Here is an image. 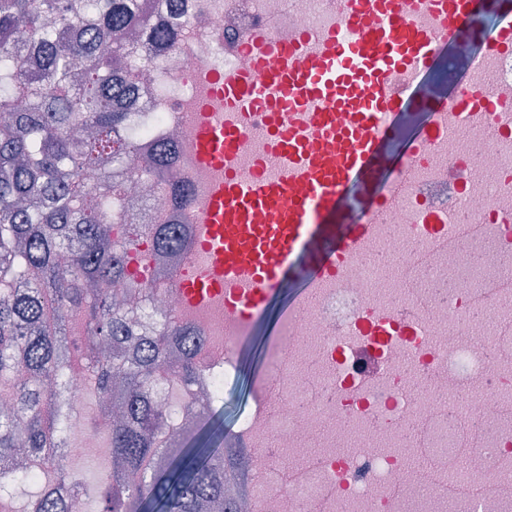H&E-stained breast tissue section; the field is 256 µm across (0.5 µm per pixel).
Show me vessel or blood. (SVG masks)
Wrapping results in <instances>:
<instances>
[{
    "label": "vessel or blood",
    "mask_w": 512,
    "mask_h": 512,
    "mask_svg": "<svg viewBox=\"0 0 512 512\" xmlns=\"http://www.w3.org/2000/svg\"><path fill=\"white\" fill-rule=\"evenodd\" d=\"M327 2L336 8L335 28L302 27L285 42L254 33L242 67L214 79L225 113L217 119L200 112L190 157L224 177L210 193L191 248L194 272L179 291L190 304L223 296L224 354L233 358L240 334L289 281L303 285L290 308L300 317L330 289L369 274L378 288L365 289L356 315L323 354L342 399L337 420L374 425L413 405L417 388L442 389L445 349L435 327L454 323L464 308L456 298L421 310L391 298L382 283L392 265L369 272L366 261L381 241L396 238L419 259L466 266L472 234L491 243L484 265L512 261V192H480L477 171L491 165L492 154L470 156L456 147L464 130L484 141L512 140V83L454 96L427 93L421 104L429 122L401 161L390 164L380 147L433 58L447 43L471 39L484 16H502L485 51L488 64L512 56V13L501 0ZM254 114L263 118L267 150L243 171L237 159ZM426 160L435 173L422 179L416 170ZM352 192L354 214L338 223ZM446 193L466 197L486 223H449L439 204ZM410 197L426 204L420 223L392 224ZM358 463L356 453L336 454V512H349L346 483ZM507 464L485 461L480 481L463 489L447 483V500L460 495L480 512H512V495L501 492Z\"/></svg>",
    "instance_id": "obj_1"
}]
</instances>
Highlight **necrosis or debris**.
Returning <instances> with one entry per match:
<instances>
[{
	"instance_id": "1",
	"label": "necrosis or debris",
	"mask_w": 512,
	"mask_h": 512,
	"mask_svg": "<svg viewBox=\"0 0 512 512\" xmlns=\"http://www.w3.org/2000/svg\"><path fill=\"white\" fill-rule=\"evenodd\" d=\"M149 30L132 36L129 44L145 63H127L125 79L138 93V106L130 111L127 132L145 150L164 146L176 155L173 181L167 182L145 171L129 178L122 204L114 207L113 221L125 224L140 220L148 227L172 224L186 237H193L210 191L221 175L194 165L189 151L196 131V115L203 105L223 113L224 103L211 97L213 74L239 69L244 46L256 32H268L274 39L287 40L299 24L314 29L336 24V11L325 0H140ZM140 281L152 284L153 297L141 311L143 321L160 320L186 328L202 336L204 345L193 356L198 375L188 386L184 408L176 420L183 430L201 421L200 400H217L235 361L224 357V299L216 296L196 305L183 302L178 279L189 270L188 249L177 252L175 261L159 266L152 243L139 248ZM456 280L459 295L469 297L490 282L512 280V264L480 272L476 280L458 277L457 271L435 260L422 264L411 296L424 300L434 280ZM361 290L345 287L329 291L317 311L305 318L307 331L328 340L337 323L352 319ZM280 341H293L304 350L309 364L304 379L289 383L281 359H274L266 378L286 386L289 399L266 415L246 417L243 425L258 440V451L249 455V469L257 480L245 493L237 512H333L328 496L336 485V437L357 433L366 436L372 447L366 460V477L355 479L350 495L358 512H430L438 489L421 491L417 478L404 465V458L415 451L407 434L386 425L376 429L362 424L337 426L336 398L329 384L331 375L323 364L312 363L310 341L298 332L280 331ZM485 403L476 397L470 413L449 418L442 395L419 392L411 410L427 429V450L440 464H447L460 451L479 441L484 451L500 449L498 436L475 435L471 421L480 415ZM318 440L323 464L310 470L291 490H283V479L266 459V445L280 448L289 463L297 464L310 453L308 441Z\"/></svg>"
}]
</instances>
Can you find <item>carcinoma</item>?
Here are the masks:
<instances>
[{
  "instance_id": "1",
  "label": "carcinoma",
  "mask_w": 512,
  "mask_h": 512,
  "mask_svg": "<svg viewBox=\"0 0 512 512\" xmlns=\"http://www.w3.org/2000/svg\"><path fill=\"white\" fill-rule=\"evenodd\" d=\"M142 25L138 0H0V400L14 403L0 411V460L21 446L38 467L23 512H66L63 491L87 497L72 466L59 463L64 414L81 410L79 387L64 382L72 364L80 387L94 390L90 425L108 435L100 512H228L224 477L240 493L252 479L237 444L219 436L201 448V429L179 435L152 405L157 391L181 400L192 364L172 363L170 345L191 348L194 337L164 322L138 335L113 298L120 282L150 297L128 270L145 227L123 224L116 238L107 222L143 150L122 135L135 99L118 65L130 54L124 33ZM20 26L32 41L59 27L81 39L47 45L32 74L14 38ZM156 245L173 251L182 240L161 230Z\"/></svg>"
}]
</instances>
